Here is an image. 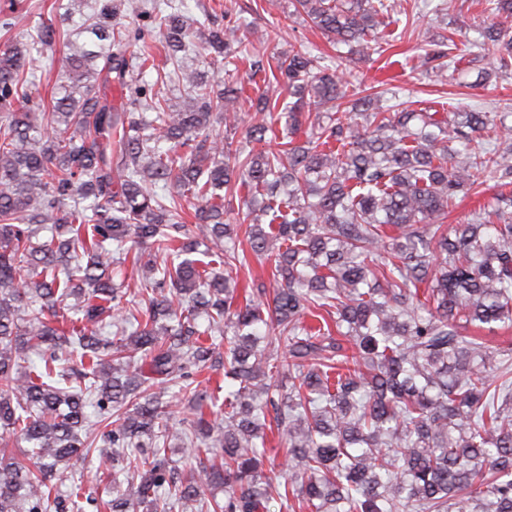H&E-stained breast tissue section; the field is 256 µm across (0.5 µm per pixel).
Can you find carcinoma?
Wrapping results in <instances>:
<instances>
[{
  "mask_svg": "<svg viewBox=\"0 0 512 512\" xmlns=\"http://www.w3.org/2000/svg\"><path fill=\"white\" fill-rule=\"evenodd\" d=\"M488 2L500 21L484 45L512 71V0ZM289 4L333 45L364 47L384 25V0ZM115 15L98 0L77 37L49 17L0 52V440L31 445L0 453V512H84L82 487L65 485L77 458L127 484L108 512H270L275 497L279 512H512V347L466 333L512 326L506 116L382 110L369 94L348 106L337 69L301 45L276 65L292 101L248 98V137L267 148L233 151L244 86L216 91L179 64L177 12L151 43ZM238 31L198 50L235 66ZM448 41L459 54L421 55L448 57L442 79L471 53ZM156 46L185 96H154L144 116L131 105ZM46 59L61 81L35 102ZM488 182L496 218L447 223ZM240 188L250 252L271 270L242 302L247 255L224 222ZM204 370L233 384L222 417ZM167 385L191 411L175 432ZM173 439L189 448L181 468Z\"/></svg>",
  "mask_w": 512,
  "mask_h": 512,
  "instance_id": "obj_1",
  "label": "carcinoma"
}]
</instances>
